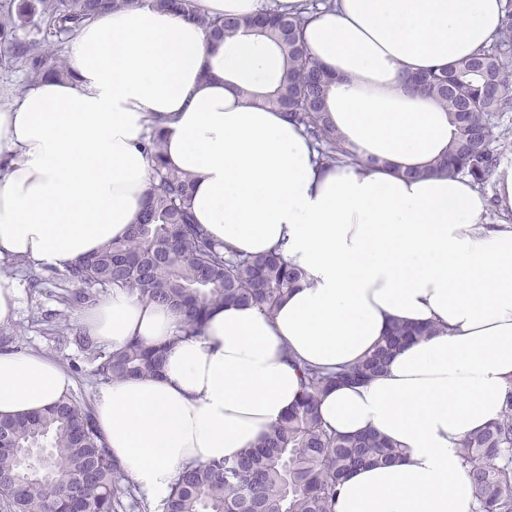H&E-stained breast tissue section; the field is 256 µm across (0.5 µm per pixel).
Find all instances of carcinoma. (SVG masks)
<instances>
[{
	"label": "carcinoma",
	"instance_id": "1",
	"mask_svg": "<svg viewBox=\"0 0 512 512\" xmlns=\"http://www.w3.org/2000/svg\"><path fill=\"white\" fill-rule=\"evenodd\" d=\"M145 0H0V69L18 70L28 87L68 75L64 58L27 41L20 33L43 31L53 43L110 10L136 8ZM153 7L228 38L244 28L271 39L283 58V77L266 100L315 143L328 164L355 158L328 117L325 101L333 78L310 55L305 26L335 0H304L294 12L265 11L251 18L211 17L196 0H152ZM494 40L472 55L409 79L411 92L436 99L448 111L453 135L433 162L407 176L445 175L489 182L504 152L512 149V0H504ZM143 149L151 162L145 207L124 240L63 269H30L34 284L51 282L63 291L64 309L51 315L53 334L72 342L95 363L108 385L128 377H148L161 369L166 346L132 339L111 351L70 322L67 310L89 309L97 295L124 290L146 303L166 305L182 315L174 340L197 336L211 308L228 303L276 313L304 278L277 253L242 255L212 239L195 223L191 179L164 158L159 128ZM437 333L434 325L394 323L361 363L325 373L302 366L300 400L258 442L234 458L189 464L178 473L160 507L135 504L140 512H334L343 480L363 465H385L399 454L374 430L345 436L327 427L318 410L330 386L365 383L383 371L390 355ZM460 457L476 491L475 512H512V390L499 416L464 435ZM126 475L112 458L95 414L69 395L42 413L0 420V499L11 512H125Z\"/></svg>",
	"mask_w": 512,
	"mask_h": 512
}]
</instances>
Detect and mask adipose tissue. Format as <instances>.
I'll list each match as a JSON object with an SVG mask.
<instances>
[{
	"mask_svg": "<svg viewBox=\"0 0 512 512\" xmlns=\"http://www.w3.org/2000/svg\"><path fill=\"white\" fill-rule=\"evenodd\" d=\"M300 2L197 0L235 17ZM501 8L336 0L308 24L310 52L337 77L328 112L355 164H321L300 128L254 103L281 74L269 41L242 31L213 43L149 0L76 33L66 46L75 80L0 104L1 262L61 268L124 239L150 186L141 145L158 126L209 236L239 253L278 251L305 273L274 316L223 305L200 336L174 345L177 313L121 290L82 316L114 350L134 338L170 345L158 375L112 383L94 401L113 458L153 504L185 464L252 447L298 399L301 365H355L399 321L439 331L394 352L374 380L320 400L333 430L372 429L401 451L353 471L334 512H473L459 442L496 419L512 389V222H487L488 200L469 178L403 176L441 156L452 128L402 77L489 44ZM370 156L383 166L366 167ZM72 387L51 360L0 353V418L43 410Z\"/></svg>",
	"mask_w": 512,
	"mask_h": 512,
	"instance_id": "obj_1",
	"label": "adipose tissue"
}]
</instances>
